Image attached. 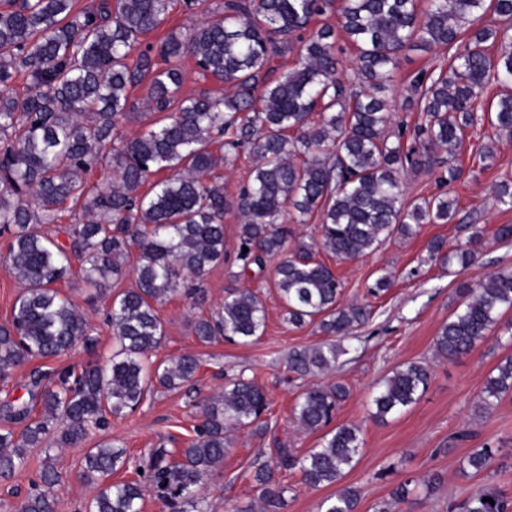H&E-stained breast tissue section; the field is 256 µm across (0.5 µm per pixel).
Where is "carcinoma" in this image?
<instances>
[{
  "label": "carcinoma",
  "instance_id": "1",
  "mask_svg": "<svg viewBox=\"0 0 512 512\" xmlns=\"http://www.w3.org/2000/svg\"><path fill=\"white\" fill-rule=\"evenodd\" d=\"M169 0H101L74 10V0H3L0 3V83L23 74V94L0 92V225L8 242L5 271L22 286L10 320L0 324V379L33 358L59 357L81 345H95L94 328L57 283L78 263L82 282L97 294H111L107 316L118 351L105 366L70 365L53 373L51 384L32 379L31 403L6 404L4 417L23 425L0 430V476L24 467L26 450L42 445L61 424L57 446L81 444L109 418L134 412L153 385L171 391L195 379L198 359L181 355L148 370V359L164 338L156 306L182 291L195 305L206 291L185 287L224 260V213L236 205L241 273L261 274L272 260L274 287L288 314L301 326L319 320L328 336L346 337L372 317L366 304L337 306L340 281L314 258L322 249L338 259L367 255L415 224H447L455 202L440 190L402 207L405 171L435 164L440 183L452 184L462 168L454 160L465 130L475 122L474 104L493 85L512 83V0H224L220 11L193 27L152 44L143 37L164 23ZM336 15L338 26L312 27L318 16ZM356 48L357 83L345 81L336 32ZM499 44L493 56L489 44ZM449 52L446 66L420 71L409 82L419 121L400 127L389 142L391 105L377 93L393 86L398 55L407 47ZM295 59L282 71L285 50ZM191 56L202 78L231 92L203 90L180 96L182 60ZM166 68H157L156 58ZM148 82L149 110L160 115L152 127L125 139L121 119L137 103L131 90ZM318 115L319 120L311 119ZM488 120L500 140H512V95H500ZM225 153L214 154L215 136ZM253 154L246 186L234 203L215 174L226 154ZM444 152L447 157L439 156ZM112 166V185L90 180L102 164ZM161 171L169 176L142 186ZM78 213L68 241L33 230L55 224L65 209ZM320 216V240L290 247L288 221L304 224ZM137 249L136 287L112 293ZM484 247L476 228L452 250L431 243L430 258L450 267L473 265ZM512 309V270L491 272L468 288L459 308L435 338L443 359L470 353ZM265 306L244 289L224 298L220 309L195 320L196 339L247 342L263 333ZM340 348L325 342L294 350L288 367L301 376L336 368ZM489 376L479 408L492 409L512 393V355ZM431 380L428 366L406 362L384 379L374 399V417L385 420L416 403ZM347 397L341 384L313 383L294 408L296 423L316 432L327 426ZM44 411L33 416L32 403ZM196 438L182 459L155 449L140 466L137 481L112 482L130 463L118 440L88 449L81 476L98 483L87 512H142L143 485L170 512H202L203 481L224 462L228 434L268 429L270 407L256 378L240 376L217 395L197 403ZM362 446L360 430L339 425L301 458L288 445L258 466L253 480L264 512H279L288 487L276 474L292 466L311 487L337 483ZM489 448H476L465 468L478 474L491 465ZM62 482L51 464L40 487L27 494L19 512H56L52 490ZM411 481L398 484L373 512H394L408 502ZM491 498L493 502L483 501ZM361 491L344 487L325 500L324 512H357ZM465 512H512V501L485 485Z\"/></svg>",
  "mask_w": 512,
  "mask_h": 512
}]
</instances>
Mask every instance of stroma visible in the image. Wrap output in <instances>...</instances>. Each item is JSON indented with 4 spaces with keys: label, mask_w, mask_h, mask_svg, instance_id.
Wrapping results in <instances>:
<instances>
[{
    "label": "stroma",
    "mask_w": 512,
    "mask_h": 512,
    "mask_svg": "<svg viewBox=\"0 0 512 512\" xmlns=\"http://www.w3.org/2000/svg\"><path fill=\"white\" fill-rule=\"evenodd\" d=\"M221 2L206 0L202 8L190 11L182 0H171L166 20L159 31L150 34V42H158L171 30L183 31L202 23ZM440 59L439 51L421 48H407L399 54L396 81L386 92L393 102L392 126L416 122V107L405 103L409 82L415 73L433 70ZM476 115L457 156L464 173L448 188L450 197L458 201L456 222L421 225L413 237L393 236L377 251L356 260L340 261L320 250L315 253L316 260L330 267L341 281L340 305L358 301L373 306L370 321L341 339L344 353L335 372L322 378L323 383L338 382L348 390L334 424H356L362 429L357 462L346 470L340 484L361 490L358 512H370L374 503L388 499L392 489L408 479L415 481L416 488L410 502L402 504V512H461V504L486 484L495 485L512 499V395L491 410L478 408L490 372L504 356L512 354V309L503 313L498 325L470 354L446 360L434 350L435 337L461 302L463 289L476 286L489 271L512 269V243L492 239L498 226L512 224V209L497 205L493 197L494 184L512 177V141L495 142L486 105H479ZM490 144L495 147V159L487 166L479 153ZM239 224L237 210L226 211L224 261L204 277L206 303L197 306L176 295L158 307L165 336L153 361L195 355L201 362L198 386L148 395L133 413L111 419L106 430L93 432L85 443L52 448L49 453L63 477L54 490L56 512H85L97 493L96 486L79 477L86 449L117 439L130 456L141 461L152 448L165 449L168 458L180 459L182 448L194 437L196 402L218 393L229 379L242 374L256 376L267 392L269 427L261 434L247 430L235 434L223 465L205 480L204 512H258L255 466L274 457L276 448L284 444L298 457L318 446L319 433L301 431L294 421V408L310 380L289 372L287 360L289 351L315 346L325 336L317 323L296 327L285 321L273 268H266L258 277L241 276ZM471 224L483 229L489 239L475 264L450 268L430 259L431 240L444 239L451 247L464 244ZM384 274L391 275L392 287L370 298L369 288ZM59 287L89 319L97 343L89 351L79 347L50 361L36 358L15 368L7 379L0 380V406L29 401L33 371L70 364L104 365L112 356V328L105 321L108 299L94 297L75 273L61 280ZM244 288L258 292L265 305L263 335L247 343L197 341L192 332L195 319L210 315L226 296ZM410 361L430 367L432 380L427 390L406 411L382 421L373 419L378 386L396 366ZM485 445L495 454L492 467L478 474L464 469L466 456ZM45 453L40 448L28 449L22 471L9 479L0 478V512H17L38 478ZM434 475L439 483L434 491H426L423 482ZM278 478L288 488L282 512H323V501L338 488L307 486L295 469L280 471Z\"/></svg>",
    "instance_id": "1"
}]
</instances>
